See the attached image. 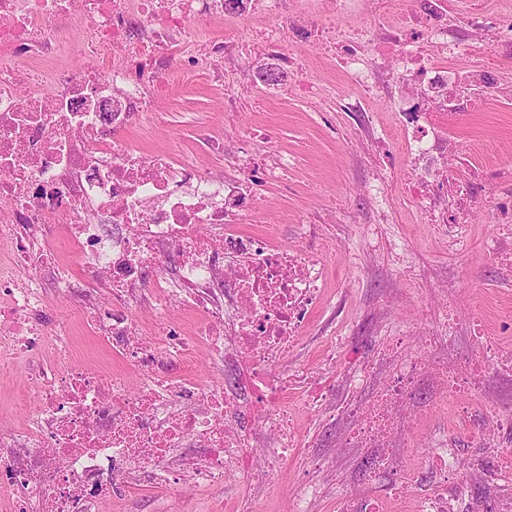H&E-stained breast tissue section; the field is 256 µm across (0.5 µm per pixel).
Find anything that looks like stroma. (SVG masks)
I'll use <instances>...</instances> for the list:
<instances>
[{
	"instance_id": "35a3bbf8",
	"label": "stroma",
	"mask_w": 512,
	"mask_h": 512,
	"mask_svg": "<svg viewBox=\"0 0 512 512\" xmlns=\"http://www.w3.org/2000/svg\"><path fill=\"white\" fill-rule=\"evenodd\" d=\"M305 64L308 73L328 85L325 96L312 101L293 92L260 96L242 81L237 86L240 108L228 112L223 107L224 85L202 78L175 88L164 101L168 117L163 128L136 134L145 148L196 154L204 132L232 147L242 127L275 129L268 149L287 158L288 187L263 185V206L242 229L257 232L278 225V243L303 253L304 227L317 224L325 247L337 255L324 271V303L311 314L302 340L279 366L283 372L304 369L317 375L327 402L296 414L297 453L267 483H237L208 492L217 512H242L251 502L258 512H291L292 490L309 457L319 462L323 486L310 512H339L337 487L350 485L354 471L367 459L350 456L338 445L343 426L338 409L348 388L343 371L325 368L322 361L331 338L344 337V361L374 359L392 337L417 335L449 300L457 326L469 328L472 317L482 315L485 335L512 349V269L496 265L489 255L499 226L512 225V216L496 206L498 197L512 193V183L496 176L498 168L512 165V60L496 66L500 96L470 121L457 152L448 157L449 164L478 177L482 206L468 223L449 216L444 239L405 202L407 168L395 152L401 137L393 119L394 102L375 98L368 112L347 111L345 102L353 89L335 66L315 48L306 52ZM369 119L377 131L365 138L359 130ZM456 236L464 237L463 250H449L447 240ZM73 328V363L126 373L129 390L138 388L140 374L85 330L82 313H75ZM485 423L480 414L463 421L455 411L443 410L418 422L417 430L424 441L432 432H441L449 447L468 460L477 454L471 436ZM490 463L497 483L472 475L466 497L481 504L484 512H512V446L501 448ZM198 495L187 476L167 487L137 482L125 485L103 504L102 512H158L164 503Z\"/></svg>"
}]
</instances>
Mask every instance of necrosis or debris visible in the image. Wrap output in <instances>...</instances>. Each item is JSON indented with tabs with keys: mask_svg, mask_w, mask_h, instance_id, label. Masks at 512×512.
Segmentation results:
<instances>
[{
	"mask_svg": "<svg viewBox=\"0 0 512 512\" xmlns=\"http://www.w3.org/2000/svg\"><path fill=\"white\" fill-rule=\"evenodd\" d=\"M358 3L306 0L290 22L288 0H0V374L26 364L27 390L14 405H36L26 428L0 431V486L13 493L11 512H99L123 479L174 483L177 473L163 465L173 448L186 449L196 487L258 481L297 445L288 392L304 390L308 407L321 400L310 376L277 368L322 299L323 259L275 245L274 227L259 235L239 229L260 208L258 180L282 179L281 157L264 148L274 134L246 132L254 148L233 154L206 141L207 165L193 154L138 148L129 131L158 126L160 103L175 87L204 74L223 81L256 41L272 63L248 74L252 88L268 94L293 84L315 99L325 86L305 77L302 60L322 39L358 92L348 111H363L386 88H413L395 109L411 171L408 205L438 228L449 210H477L469 182L448 168V139L464 124L466 93L498 94L492 71L512 56V8L470 13L460 28L448 19V0H419L395 18L356 14ZM484 29L496 38L479 60L469 34ZM71 54L81 66L65 63ZM462 58L470 61L464 70ZM219 165L234 177L216 175ZM56 224L70 261L56 256ZM97 288L108 290L112 309L91 328L142 372L136 391L121 374L63 369L48 357L52 343L70 340L68 317L50 330L34 325L49 295L85 307ZM176 296L198 315L191 333L169 321ZM131 301L152 313L154 339L142 336ZM453 325L440 313L414 353L409 336L389 343L382 359L393 369L384 378L375 362L357 361L351 380L376 389L343 404L341 445L368 449L371 468L358 488L340 492L342 512H385L379 483L413 488L414 458L438 487L419 512H447L449 488L463 484L460 467L446 441L421 446L418 415L450 404L466 416L488 412L475 444L494 453L488 436L512 439V410L490 390L494 377H512V357L476 328L470 353L449 359ZM198 341L220 382L162 376L190 360ZM419 387L429 398L414 413L408 403ZM259 436L266 447L258 464Z\"/></svg>",
	"mask_w": 512,
	"mask_h": 512,
	"instance_id": "1",
	"label": "necrosis or debris"
}]
</instances>
